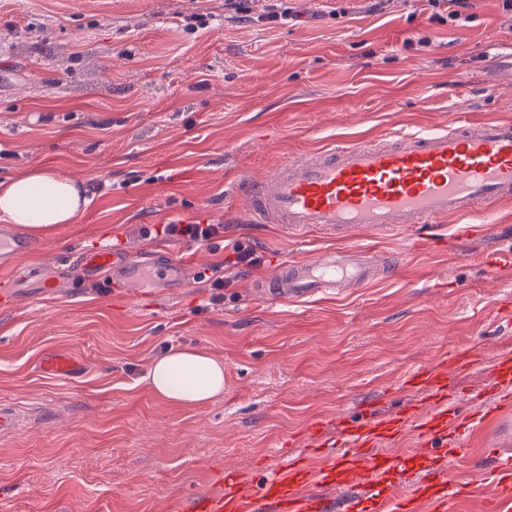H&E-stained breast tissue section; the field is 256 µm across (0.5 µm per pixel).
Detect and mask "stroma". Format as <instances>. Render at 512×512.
Wrapping results in <instances>:
<instances>
[{"label":"stroma","instance_id":"35a3bbf8","mask_svg":"<svg viewBox=\"0 0 512 512\" xmlns=\"http://www.w3.org/2000/svg\"><path fill=\"white\" fill-rule=\"evenodd\" d=\"M292 0L293 19L239 23L224 0H0V180L37 165L80 180L74 224L32 239L39 268L11 287L0 260V406L29 422L0 435V512H170L189 493L223 490L225 469L257 483L362 409L417 404L403 375L455 350L512 346L502 317L512 273L489 277L481 252L512 247V213L436 241L394 234L361 245L396 262L392 278L305 302L261 298L284 258L342 246L323 231L297 241L254 224L227 187L347 142L432 130L454 115L512 118V16L472 0L462 26L432 21L427 0ZM224 227L207 243L174 240L183 285L111 287L77 258L139 252L155 224ZM261 264L210 304L197 275L232 257ZM198 347L224 362L209 403H167L149 389L152 359ZM50 352L82 362L40 368ZM42 370L55 376H73L82 370L81 364L71 354L48 353L41 361Z\"/></svg>","mask_w":512,"mask_h":512}]
</instances>
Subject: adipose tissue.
Returning a JSON list of instances; mask_svg holds the SVG:
<instances>
[{"mask_svg": "<svg viewBox=\"0 0 512 512\" xmlns=\"http://www.w3.org/2000/svg\"><path fill=\"white\" fill-rule=\"evenodd\" d=\"M37 186L48 187V195L35 198ZM86 205L81 185L48 168L36 166L0 180V218L37 238L50 236L59 225L75 223ZM146 381L166 402L205 404L224 391V363L201 349H171L153 358Z\"/></svg>", "mask_w": 512, "mask_h": 512, "instance_id": "1", "label": "adipose tissue"}]
</instances>
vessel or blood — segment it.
I'll return each mask as SVG.
<instances>
[{
  "label": "vessel or blood",
  "mask_w": 512,
  "mask_h": 512,
  "mask_svg": "<svg viewBox=\"0 0 512 512\" xmlns=\"http://www.w3.org/2000/svg\"><path fill=\"white\" fill-rule=\"evenodd\" d=\"M240 191L249 199L254 223L280 225L295 239L315 229L349 241L363 232L377 238L394 229L418 238L443 219L512 205V120L457 119L433 132L342 145L289 161L263 181L242 180ZM136 259L128 251L103 249L84 254L80 265L87 276L97 277ZM147 260L157 275L185 272L162 249L148 253ZM480 261L495 277L512 268V251L486 252ZM392 270L391 261L349 245L284 260L277 278L259 288L270 299L300 301L368 285ZM475 360L471 350L462 349L437 367L407 371L403 389L425 394L416 408L346 420L333 450L321 422H314L306 454L285 460L260 486L247 488L238 472L228 470L222 494L180 499L175 512H448L450 503L469 496L466 483L451 472L468 457L477 433L495 436L481 472L493 487L494 512H512V351L489 357L485 390L461 404L448 401L449 370ZM41 368L71 376L82 366L73 355L56 352L43 357ZM409 433L423 452L425 474L400 487L396 479L405 460L381 446Z\"/></svg>",
  "instance_id": "1"
}]
</instances>
